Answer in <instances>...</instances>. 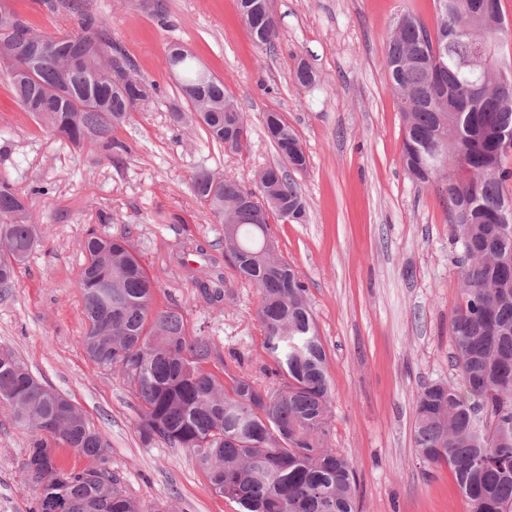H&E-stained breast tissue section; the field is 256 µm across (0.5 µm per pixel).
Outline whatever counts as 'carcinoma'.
<instances>
[{
	"label": "carcinoma",
	"mask_w": 512,
	"mask_h": 512,
	"mask_svg": "<svg viewBox=\"0 0 512 512\" xmlns=\"http://www.w3.org/2000/svg\"><path fill=\"white\" fill-rule=\"evenodd\" d=\"M73 17L77 30L48 35L0 0V70L40 131L75 150L99 148L110 157L127 151L112 137L148 106L158 88L141 75L112 37L110 22L89 0H36ZM436 35L410 10L393 21L383 58L404 120L402 161L420 184L443 176L449 223L468 226L457 239L472 261L460 267L463 304L451 320L455 369L461 384L429 382L415 399L414 443L429 464L446 463L465 512H512V288L500 287L504 254L512 256V205L504 189L512 177V90L463 66L480 44L506 62L509 40L501 0H434ZM254 46L274 48L278 26L268 0H236ZM182 57L179 92L190 119L212 142L238 153L247 119L224 91V80ZM269 140L288 145V163L307 166L299 138L279 112L264 116ZM196 201L223 225V255L241 281L256 289L263 345L275 367L262 376L206 368L212 339L188 328L176 306L155 304L158 284L139 259L132 225L110 236L90 230L79 241L78 274L85 327L80 345L99 368L120 376L139 404L146 443L186 448L211 490L240 512H356L350 461L328 445L331 388L327 354L294 267L279 251L269 218L301 224L302 195L283 166L257 173L256 189L200 166L191 178ZM17 180L0 172V288L14 286L17 268L40 246ZM185 278L219 310L226 284L216 257L192 238L180 243ZM229 382H224V375ZM0 410L31 437L21 469L41 487L31 512H140L110 471L108 442L82 409L0 349ZM72 448L100 461L99 471L69 468L59 455Z\"/></svg>",
	"instance_id": "carcinoma-1"
}]
</instances>
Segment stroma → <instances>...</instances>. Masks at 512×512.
Listing matches in <instances>:
<instances>
[{"label": "stroma", "mask_w": 512, "mask_h": 512, "mask_svg": "<svg viewBox=\"0 0 512 512\" xmlns=\"http://www.w3.org/2000/svg\"><path fill=\"white\" fill-rule=\"evenodd\" d=\"M157 18L146 0H91L112 20L115 38L161 91L117 138L120 163L95 149L69 150L30 121L0 78V172L30 198L43 243L0 290V348L15 352L39 378L72 399L110 443L111 467L145 512H235L212 493L187 449L144 443L138 402L123 380L96 366L79 339L84 315L78 241L93 227H135L137 250L159 285L157 306L176 303L189 328H204L231 373L259 374L270 359L257 318L258 298L224 266L228 293L214 311L176 263L177 240L216 245L222 227L196 203L191 176L205 165L255 185L257 170L279 163L265 135L275 111L296 131L308 157L293 172L307 205L304 223L272 220L283 255L296 266L328 356L330 444L356 473L359 512H464L448 465H428L414 445V399L433 381L459 383L451 318L462 302L461 250L437 185H420L401 162L403 121L383 70L391 19L410 8L427 26L433 0H270L279 37L256 49L235 0H168ZM185 44L223 79L248 122L236 154L212 146L199 126L169 120L180 103L165 67L170 42ZM318 74L305 87L298 62ZM111 214L104 225L100 213ZM29 431L0 413V512H30L35 490L20 470Z\"/></svg>", "instance_id": "stroma-1"}]
</instances>
